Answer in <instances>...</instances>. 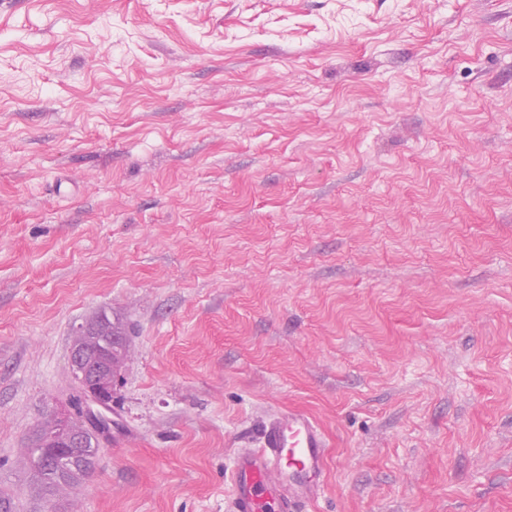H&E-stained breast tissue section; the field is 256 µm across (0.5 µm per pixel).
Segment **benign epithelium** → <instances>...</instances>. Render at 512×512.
<instances>
[{
	"label": "benign epithelium",
	"mask_w": 512,
	"mask_h": 512,
	"mask_svg": "<svg viewBox=\"0 0 512 512\" xmlns=\"http://www.w3.org/2000/svg\"><path fill=\"white\" fill-rule=\"evenodd\" d=\"M81 429L72 428L70 413L56 417L48 446L54 449L49 463L65 467L83 458L82 449L100 448L112 432V390L92 379L79 378Z\"/></svg>",
	"instance_id": "obj_1"
}]
</instances>
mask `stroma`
I'll return each instance as SVG.
<instances>
[{
    "label": "stroma",
    "instance_id": "1",
    "mask_svg": "<svg viewBox=\"0 0 512 512\" xmlns=\"http://www.w3.org/2000/svg\"><path fill=\"white\" fill-rule=\"evenodd\" d=\"M103 310L116 426L48 503ZM282 408L311 512H512V0H0V495L227 512ZM92 331L90 336L78 333L73 347H78L84 355L83 369L89 373L95 371L100 352L111 347L109 365L105 371L97 373V376L108 371L107 380L112 384V379L117 376L118 370L126 356V336L123 326L113 321L106 311L99 313L95 319L86 324ZM117 340L115 347L112 346ZM112 363V369L111 368ZM51 422H45L38 430L35 439L28 448V461L30 463L31 472L33 473L39 495L47 500L56 498L66 489L74 488L82 483L85 477L92 473L96 467V460L86 461L84 467L79 470L78 474H68L58 472L48 465L43 466L41 459L43 457V443L46 441L48 434L51 433ZM37 462L38 472L33 471V463Z\"/></svg>",
    "mask_w": 512,
    "mask_h": 512
}]
</instances>
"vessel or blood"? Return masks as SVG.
I'll use <instances>...</instances> for the list:
<instances>
[{
    "label": "vessel or blood",
    "instance_id": "b4317fda",
    "mask_svg": "<svg viewBox=\"0 0 512 512\" xmlns=\"http://www.w3.org/2000/svg\"><path fill=\"white\" fill-rule=\"evenodd\" d=\"M328 441L307 412H276L256 448H240L228 468L232 512H300L323 494Z\"/></svg>",
    "mask_w": 512,
    "mask_h": 512
}]
</instances>
